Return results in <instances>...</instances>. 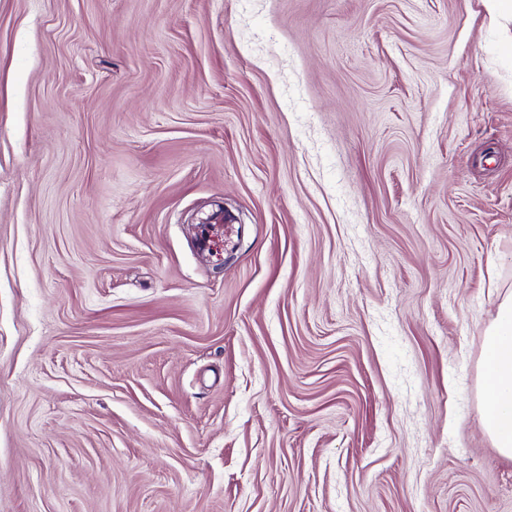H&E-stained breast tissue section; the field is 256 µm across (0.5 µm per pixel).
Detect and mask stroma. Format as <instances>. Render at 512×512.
<instances>
[{
	"label": "stroma",
	"mask_w": 512,
	"mask_h": 512,
	"mask_svg": "<svg viewBox=\"0 0 512 512\" xmlns=\"http://www.w3.org/2000/svg\"><path fill=\"white\" fill-rule=\"evenodd\" d=\"M510 290L482 0H0V512H512ZM483 355L480 422L493 447L512 458V291L486 329Z\"/></svg>",
	"instance_id": "stroma-1"
}]
</instances>
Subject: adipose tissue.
Masks as SVG:
<instances>
[{
	"instance_id": "ef3b65f1",
	"label": "adipose tissue",
	"mask_w": 512,
	"mask_h": 512,
	"mask_svg": "<svg viewBox=\"0 0 512 512\" xmlns=\"http://www.w3.org/2000/svg\"><path fill=\"white\" fill-rule=\"evenodd\" d=\"M479 412L493 447L512 458V291L485 332Z\"/></svg>"
}]
</instances>
